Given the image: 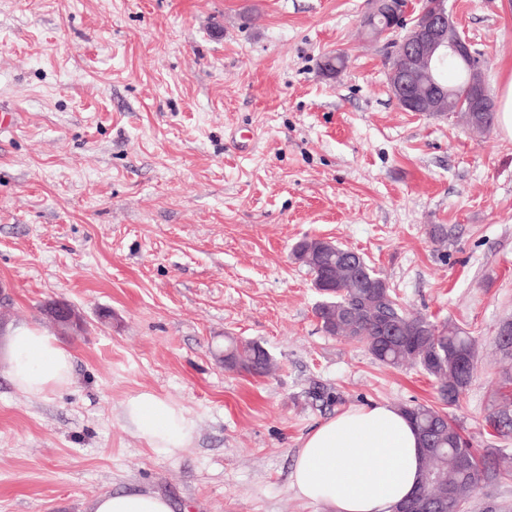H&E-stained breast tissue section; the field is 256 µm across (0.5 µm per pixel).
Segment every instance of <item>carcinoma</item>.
<instances>
[{
	"mask_svg": "<svg viewBox=\"0 0 512 512\" xmlns=\"http://www.w3.org/2000/svg\"><path fill=\"white\" fill-rule=\"evenodd\" d=\"M295 261L307 268L313 283L333 289L315 307L321 328L331 336L357 341L380 362L411 365L433 377L442 407L414 403L399 406L412 421L426 453L420 480L424 512H463L471 493L482 482L512 474L472 448L448 413L458 406L477 363L476 340L459 325L436 323L408 313L387 281L374 272L363 254L335 243L322 244L308 237L292 250ZM230 355L224 368L255 376L267 374L271 356L256 342L237 343L227 338ZM502 405L486 418L497 434H512V393H501Z\"/></svg>",
	"mask_w": 512,
	"mask_h": 512,
	"instance_id": "1",
	"label": "carcinoma"
}]
</instances>
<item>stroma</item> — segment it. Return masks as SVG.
<instances>
[{"instance_id":"35a3bbf8","label":"stroma","mask_w":512,"mask_h":512,"mask_svg":"<svg viewBox=\"0 0 512 512\" xmlns=\"http://www.w3.org/2000/svg\"><path fill=\"white\" fill-rule=\"evenodd\" d=\"M485 63L512 65V0H448ZM369 0H0V286L8 324L44 303L87 320L63 337L70 385L17 391L0 360V512H87L151 491L173 512H330L291 486L319 423L371 403L439 405L432 379L327 335L291 251L362 253L412 312L477 341L455 412L473 447L512 361V138L403 111ZM342 54L338 74L322 69ZM442 226L433 241L430 230ZM274 371H226L225 337ZM148 392L181 406L168 454L121 416ZM465 512H512V476Z\"/></svg>"}]
</instances>
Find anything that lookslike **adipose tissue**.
Listing matches in <instances>:
<instances>
[{
  "mask_svg": "<svg viewBox=\"0 0 512 512\" xmlns=\"http://www.w3.org/2000/svg\"><path fill=\"white\" fill-rule=\"evenodd\" d=\"M0 358L12 385L42 396L71 381L72 355L60 340L34 325L8 327L0 335ZM124 421L149 445L171 453L184 447L194 424L178 405L139 393L121 405ZM425 464L420 438L398 408H353L317 425L297 451L291 485L305 499L333 512H390L416 490ZM91 512H171L152 492L112 493L90 504Z\"/></svg>",
  "mask_w": 512,
  "mask_h": 512,
  "instance_id": "1",
  "label": "adipose tissue"
}]
</instances>
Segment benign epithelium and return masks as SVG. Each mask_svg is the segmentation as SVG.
I'll list each match as a JSON object with an SVG mask.
<instances>
[{
  "instance_id": "1",
  "label": "benign epithelium",
  "mask_w": 512,
  "mask_h": 512,
  "mask_svg": "<svg viewBox=\"0 0 512 512\" xmlns=\"http://www.w3.org/2000/svg\"><path fill=\"white\" fill-rule=\"evenodd\" d=\"M406 7L407 0H372L367 21L380 36L404 31L389 66L391 93L400 108L437 116L451 112L461 121L469 112L493 111L482 64L475 61L471 41L454 25L448 0H418V9L409 19ZM448 56L468 69V93L454 102L450 89L434 78L436 63ZM45 314L65 332L85 325L80 313L65 302L49 304Z\"/></svg>"
}]
</instances>
